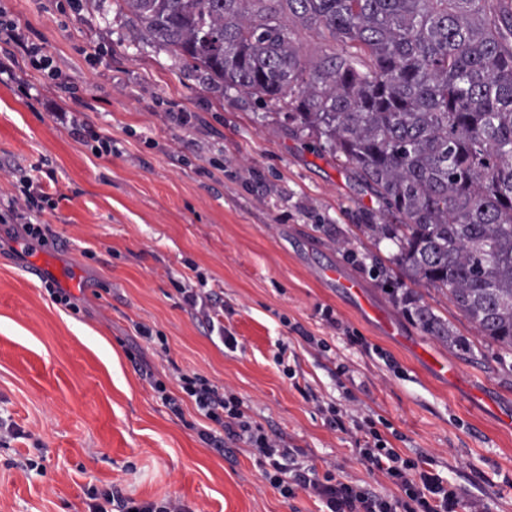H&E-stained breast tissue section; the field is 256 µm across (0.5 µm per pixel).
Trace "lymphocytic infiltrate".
Instances as JSON below:
<instances>
[{"mask_svg": "<svg viewBox=\"0 0 512 512\" xmlns=\"http://www.w3.org/2000/svg\"><path fill=\"white\" fill-rule=\"evenodd\" d=\"M21 193L20 199L0 213V222L21 224L29 239L42 240L39 219L45 211L55 209L56 203L39 182L24 181ZM180 382L184 395L214 424L213 429L200 430L201 441L219 450L229 438L256 449L264 478L283 497L308 491L324 505L325 512H456L458 496L447 479L427 470L425 460L402 457L371 419L353 423L358 435L357 454L369 470L388 478L399 489V496L373 492L332 473H319L315 466L294 463L293 449L270 439L260 425L250 421L237 397L220 392L216 385L196 375H181Z\"/></svg>", "mask_w": 512, "mask_h": 512, "instance_id": "obj_1", "label": "lymphocytic infiltrate"}]
</instances>
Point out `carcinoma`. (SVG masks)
<instances>
[{"mask_svg":"<svg viewBox=\"0 0 512 512\" xmlns=\"http://www.w3.org/2000/svg\"><path fill=\"white\" fill-rule=\"evenodd\" d=\"M121 3L210 85L325 138L396 219L364 225L397 248L392 287L448 291L484 342L512 353V0ZM290 19L333 47L305 58ZM393 300L426 335L474 353L413 292Z\"/></svg>","mask_w":512,"mask_h":512,"instance_id":"carcinoma-1","label":"carcinoma"}]
</instances>
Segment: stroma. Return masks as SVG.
<instances>
[{
	"label": "stroma",
	"mask_w": 512,
	"mask_h": 512,
	"mask_svg": "<svg viewBox=\"0 0 512 512\" xmlns=\"http://www.w3.org/2000/svg\"><path fill=\"white\" fill-rule=\"evenodd\" d=\"M0 11L62 73L50 80L26 48L0 44L20 77L0 83V209L26 179L58 199L42 216L44 243L0 223V512H89L112 491L168 496L188 512H320L305 491L283 498L254 449L200 441L208 421L183 396L184 373L236 396L318 471L397 492L359 461L354 430L330 427L332 404L374 420L402 456L430 458L457 512H512V429L496 417L512 412V354L480 342L446 292L413 288L477 343L474 355L448 351L396 307L373 271L388 266L390 244L359 229L386 218L343 160L275 107L209 89L143 40L116 0H0ZM62 112L110 136L114 153H92ZM39 263L76 281V309L31 275ZM336 266L394 335L324 279ZM201 276L236 348L183 302L180 287ZM327 309L343 330L328 327ZM432 357L455 376L435 374Z\"/></svg>",
	"instance_id": "obj_1"
}]
</instances>
